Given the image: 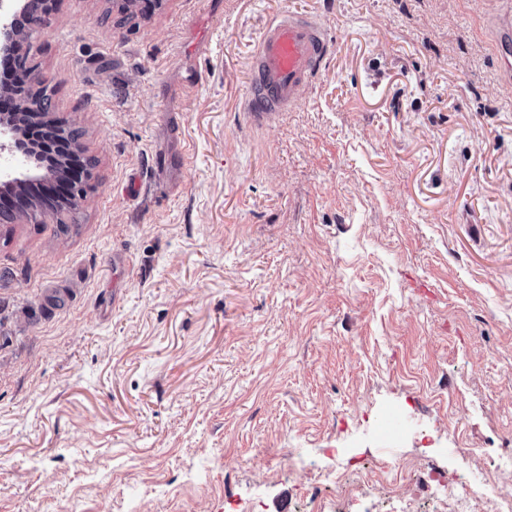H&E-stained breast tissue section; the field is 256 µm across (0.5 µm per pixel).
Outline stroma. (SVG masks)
I'll return each mask as SVG.
<instances>
[{"instance_id":"35a3bbf8","label":"stroma","mask_w":512,"mask_h":512,"mask_svg":"<svg viewBox=\"0 0 512 512\" xmlns=\"http://www.w3.org/2000/svg\"><path fill=\"white\" fill-rule=\"evenodd\" d=\"M123 2L56 0L27 48L98 164L78 233L0 226V512H303L316 486L332 512H455L434 467L512 492V0H137L102 22ZM288 10L332 52L259 125L248 59Z\"/></svg>"}]
</instances>
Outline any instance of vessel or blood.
<instances>
[{
	"label": "vessel or blood",
	"mask_w": 512,
	"mask_h": 512,
	"mask_svg": "<svg viewBox=\"0 0 512 512\" xmlns=\"http://www.w3.org/2000/svg\"><path fill=\"white\" fill-rule=\"evenodd\" d=\"M329 46L324 25L311 14L288 11L273 18L260 31L250 59L244 111L258 122L293 111L302 89L318 76Z\"/></svg>",
	"instance_id": "1"
}]
</instances>
